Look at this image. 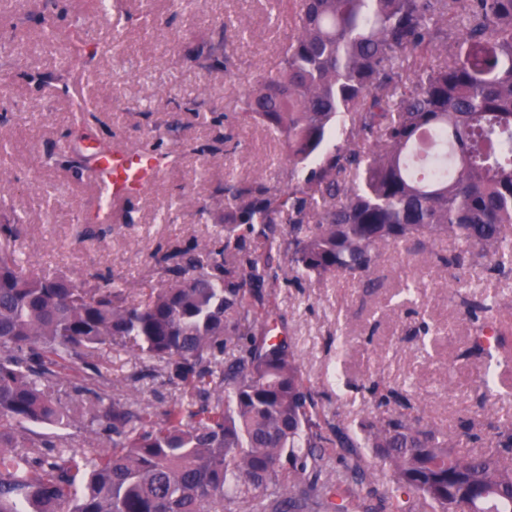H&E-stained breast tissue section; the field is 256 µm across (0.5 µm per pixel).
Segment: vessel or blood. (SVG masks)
Segmentation results:
<instances>
[{
	"mask_svg": "<svg viewBox=\"0 0 512 512\" xmlns=\"http://www.w3.org/2000/svg\"><path fill=\"white\" fill-rule=\"evenodd\" d=\"M108 171L107 195L116 200L136 195L161 172L162 160L151 154H113L101 159Z\"/></svg>",
	"mask_w": 512,
	"mask_h": 512,
	"instance_id": "b4317fda",
	"label": "vessel or blood"
}]
</instances>
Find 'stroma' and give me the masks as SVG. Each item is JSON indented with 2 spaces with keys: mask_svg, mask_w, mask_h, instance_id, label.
I'll use <instances>...</instances> for the list:
<instances>
[{
  "mask_svg": "<svg viewBox=\"0 0 512 512\" xmlns=\"http://www.w3.org/2000/svg\"><path fill=\"white\" fill-rule=\"evenodd\" d=\"M134 20L123 24V14ZM112 20L97 0H50L28 14L23 0H0V224L22 222L0 248L21 254L39 273L125 282L131 296L157 282L153 254L179 244L195 250L224 236L225 180L262 181L284 189L290 167L279 136L245 113L244 92L275 72L292 34V4L279 22L266 0H193L173 11L169 0H116ZM56 47L43 41L45 29ZM223 39L229 68L199 69L192 50ZM118 42L120 55L102 48ZM67 73H60L62 58ZM88 122L93 139L128 153H159L164 172L139 195L112 203V223L97 238H80L82 216L99 203L91 170L78 153L77 129ZM233 133L235 147L224 144ZM207 214H199V207ZM406 253L380 245L372 287L344 277L311 276L266 293L267 309L297 356L303 376L328 418L345 425L384 421L366 387L406 391L425 422L456 436L463 424L512 421V361L493 359L489 400H482L481 362L465 358L470 337L458 304L460 281L494 294L498 317L512 327V280L483 267L465 275L438 266L434 252ZM95 360L112 389L162 411L181 392L148 374L134 344L104 347Z\"/></svg>",
  "mask_w": 512,
  "mask_h": 512,
  "instance_id": "1",
  "label": "stroma"
}]
</instances>
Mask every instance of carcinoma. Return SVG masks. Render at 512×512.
<instances>
[{
	"instance_id": "obj_1",
	"label": "carcinoma",
	"mask_w": 512,
	"mask_h": 512,
	"mask_svg": "<svg viewBox=\"0 0 512 512\" xmlns=\"http://www.w3.org/2000/svg\"><path fill=\"white\" fill-rule=\"evenodd\" d=\"M451 4L470 23L448 62L407 77L410 55L448 46L438 20ZM296 29L276 71L244 92L246 112L280 135L293 174L317 166L285 190L225 183L224 241L158 252L163 282L138 301L120 281L35 275L0 249V512H412L416 498L432 512H512L511 421L486 425L493 450L458 451L408 394L373 390L397 407L386 421L334 426L286 341L258 321L270 315L263 290L280 283L274 252L297 277L369 285L379 244L448 237L443 266L512 278V0H298ZM196 58L229 64L222 42ZM341 114L350 142L327 152ZM426 132L442 172L414 162ZM463 305L487 394L507 330L496 298ZM131 339L187 400L158 414L107 391L93 352ZM76 362L90 372L63 404ZM76 422L112 446L90 459L30 428ZM337 448L351 459L334 472ZM378 461L384 489L370 481Z\"/></svg>"
}]
</instances>
